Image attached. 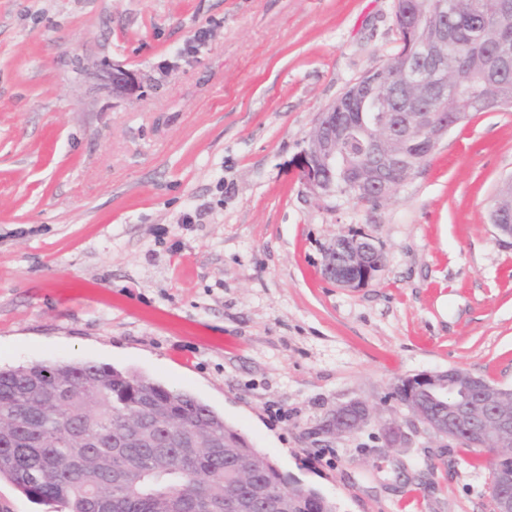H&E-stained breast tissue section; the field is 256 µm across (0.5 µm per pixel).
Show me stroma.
Returning <instances> with one entry per match:
<instances>
[{
	"label": "stroma",
	"instance_id": "obj_1",
	"mask_svg": "<svg viewBox=\"0 0 512 512\" xmlns=\"http://www.w3.org/2000/svg\"><path fill=\"white\" fill-rule=\"evenodd\" d=\"M397 45L394 0H0V368L190 393L337 512H492L490 456L394 391L449 368L512 388V238L488 219L512 109L382 203L301 180L318 112ZM339 235L382 249L367 286L324 276ZM351 401L370 423L329 434Z\"/></svg>",
	"mask_w": 512,
	"mask_h": 512
}]
</instances>
